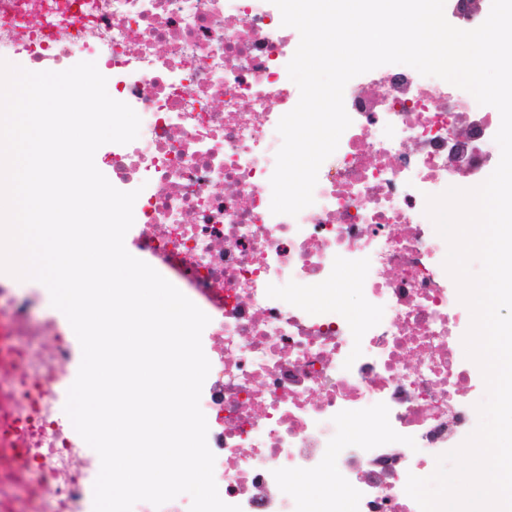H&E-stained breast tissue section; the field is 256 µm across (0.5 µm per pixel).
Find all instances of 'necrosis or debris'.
<instances>
[{
    "label": "necrosis or debris",
    "mask_w": 512,
    "mask_h": 512,
    "mask_svg": "<svg viewBox=\"0 0 512 512\" xmlns=\"http://www.w3.org/2000/svg\"><path fill=\"white\" fill-rule=\"evenodd\" d=\"M300 37L272 0H0V55L49 71L95 62L139 136L107 154L112 184L139 190L140 250L179 269L174 285L215 307L200 407L221 499L242 512H301L284 476H334L348 512H420L408 475L427 476L479 422L474 373L456 352L468 308L440 256L426 195L496 168L499 113L442 79L382 65L344 90L352 123L321 165L314 202L272 214L280 118L299 100L288 76ZM354 274L361 310L301 290ZM0 273L12 336L57 335L37 293ZM57 344L0 359V433L25 457L0 467V512H86L80 452L57 414ZM376 432L348 438L349 420ZM56 495L13 497L32 470Z\"/></svg>",
    "instance_id": "4bbe7bcc"
}]
</instances>
